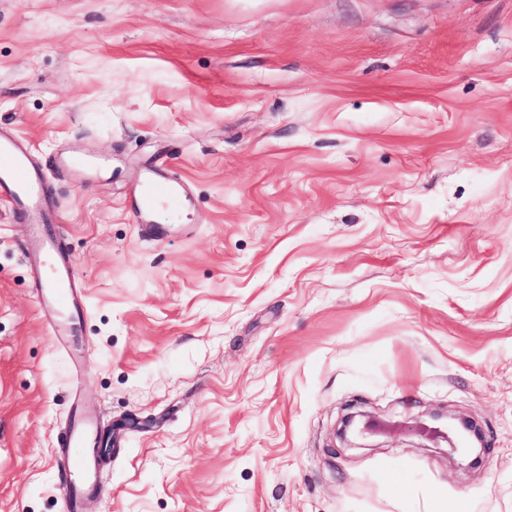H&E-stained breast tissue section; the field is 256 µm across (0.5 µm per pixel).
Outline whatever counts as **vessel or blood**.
<instances>
[{"label": "vessel or blood", "instance_id": "obj_1", "mask_svg": "<svg viewBox=\"0 0 512 512\" xmlns=\"http://www.w3.org/2000/svg\"><path fill=\"white\" fill-rule=\"evenodd\" d=\"M137 212L166 206L177 212L181 184L153 171L134 190ZM0 200L9 202L28 226L23 254L34 274L33 288L45 313L50 334L67 347L71 356H81L82 322L85 318L84 286L77 261L62 246L63 228L55 224L43 189V173L36 168L29 150L13 134L0 132ZM103 434L95 410L76 406L59 444L63 473L59 479L60 512H77L90 496L107 497L108 488L99 475L96 452Z\"/></svg>", "mask_w": 512, "mask_h": 512}]
</instances>
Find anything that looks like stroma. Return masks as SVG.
<instances>
[{
    "label": "stroma",
    "mask_w": 512,
    "mask_h": 512,
    "mask_svg": "<svg viewBox=\"0 0 512 512\" xmlns=\"http://www.w3.org/2000/svg\"><path fill=\"white\" fill-rule=\"evenodd\" d=\"M0 128L87 303L76 361L0 201V512H59L77 404L82 512H512V0H0ZM134 197L139 213L152 211L158 205L175 213L181 204V184L175 178L151 171L136 186ZM103 434L95 410L76 406L64 438L58 444L63 473L59 479L60 512H77L89 496L109 495L99 475L100 457L93 450L101 445Z\"/></svg>",
    "instance_id": "obj_1"
}]
</instances>
